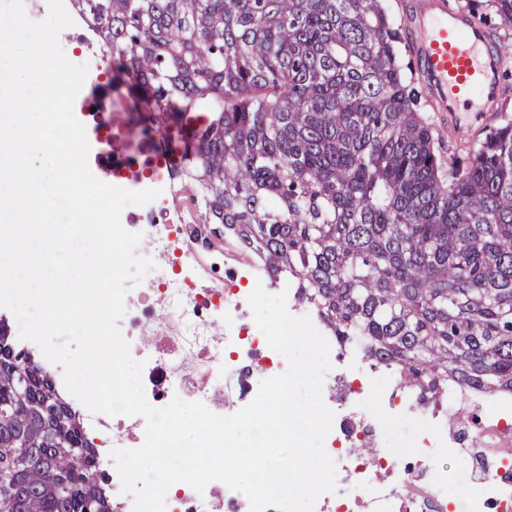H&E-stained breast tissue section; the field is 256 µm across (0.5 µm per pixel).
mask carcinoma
Masks as SVG:
<instances>
[{
    "label": "carcinoma",
    "instance_id": "carcinoma-1",
    "mask_svg": "<svg viewBox=\"0 0 512 512\" xmlns=\"http://www.w3.org/2000/svg\"><path fill=\"white\" fill-rule=\"evenodd\" d=\"M512 29V0H492ZM183 192L343 344L512 394V120L442 174L382 0H74ZM95 451L0 319V512H110Z\"/></svg>",
    "mask_w": 512,
    "mask_h": 512
}]
</instances>
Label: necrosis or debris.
<instances>
[{
    "instance_id": "necrosis-or-debris-1",
    "label": "necrosis or debris",
    "mask_w": 512,
    "mask_h": 512,
    "mask_svg": "<svg viewBox=\"0 0 512 512\" xmlns=\"http://www.w3.org/2000/svg\"><path fill=\"white\" fill-rule=\"evenodd\" d=\"M67 38L85 46L75 61L88 65L87 83L100 98L111 97L102 85L103 60L92 32L78 20ZM77 118L97 178L131 191L159 192L150 203L121 213L123 227L142 236L137 255L154 263L148 285L130 284L119 322L132 357L144 364L148 401L163 407L178 396L219 415L235 413L255 398L262 380L288 368L286 358L268 346L247 302L249 286L259 283L274 294L276 283L249 253L239 269L225 271L224 255L212 244L213 225L179 204L177 153L156 138L134 137L127 122L86 111ZM328 342L332 368L322 396L334 414L326 451L337 467L336 488L317 499L313 512H455L461 500L471 510L481 502L494 512H512V421L503 417L512 395L491 399L453 384L427 395L409 376L373 366L359 347L341 346L333 336ZM69 404L95 448L112 512H133L111 452L140 447L145 419L93 413L75 398ZM479 409L486 424L462 437L454 416ZM397 420L409 422L415 438L418 459L409 469L386 451ZM447 452L462 463L457 473L438 464ZM166 512H250V505L219 481L200 493L183 483L169 488Z\"/></svg>"
}]
</instances>
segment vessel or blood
<instances>
[{
    "label": "vessel or blood",
    "instance_id": "b4317fda",
    "mask_svg": "<svg viewBox=\"0 0 512 512\" xmlns=\"http://www.w3.org/2000/svg\"><path fill=\"white\" fill-rule=\"evenodd\" d=\"M410 26L420 75L452 134L470 137L496 114L504 53L492 31L448 0H411Z\"/></svg>",
    "mask_w": 512,
    "mask_h": 512
}]
</instances>
